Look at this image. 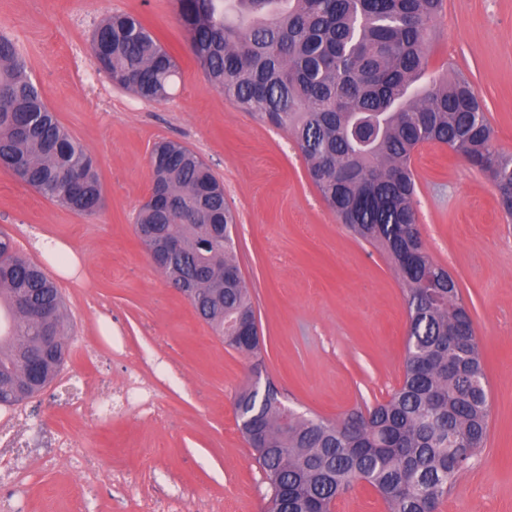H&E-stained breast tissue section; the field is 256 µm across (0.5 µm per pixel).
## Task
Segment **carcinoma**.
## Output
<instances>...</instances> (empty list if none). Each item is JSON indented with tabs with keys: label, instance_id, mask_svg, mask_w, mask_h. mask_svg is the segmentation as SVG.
<instances>
[{
	"label": "carcinoma",
	"instance_id": "1",
	"mask_svg": "<svg viewBox=\"0 0 512 512\" xmlns=\"http://www.w3.org/2000/svg\"><path fill=\"white\" fill-rule=\"evenodd\" d=\"M443 0H177L196 61L214 89L291 135L336 219L380 247L402 286L405 371L389 400L341 422L291 415L267 382L236 398L241 434L271 490V512H330L365 482L387 512H435L485 447L489 398L473 322L447 269L416 228L415 150L440 144L495 187L512 220V152L473 84L428 76V35ZM112 84L160 101L176 58L130 14L92 35ZM0 165L80 215L103 206L94 161L49 111L16 43L0 36ZM151 192L136 224H161L180 244L159 266L233 350L260 351L252 296L239 277L224 186L191 148L163 140L149 157ZM72 322L55 282L0 232V408L48 388L69 357Z\"/></svg>",
	"mask_w": 512,
	"mask_h": 512
}]
</instances>
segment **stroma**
Returning <instances> with one entry per match:
<instances>
[{
    "instance_id": "stroma-1",
    "label": "stroma",
    "mask_w": 512,
    "mask_h": 512,
    "mask_svg": "<svg viewBox=\"0 0 512 512\" xmlns=\"http://www.w3.org/2000/svg\"><path fill=\"white\" fill-rule=\"evenodd\" d=\"M114 13L139 18L176 56L168 99L112 85L91 34ZM49 110L97 163L104 203L83 216L0 167V231L37 263L39 237L63 240L82 267L56 277L73 323L58 379L23 404L34 441L18 478L25 512H270V490L238 427L245 386L274 382L298 414L331 421L389 398L405 368L407 311L386 255L323 203L292 137L214 89L195 60L176 0H0ZM429 67L455 69L482 97L496 148L512 152V0H447ZM187 145L224 184L262 356L227 346L152 263L135 233L160 140ZM422 238L470 308L490 404L484 451L438 512H512V224L492 184L447 148L413 155ZM133 377L151 411L99 416L61 396H103Z\"/></svg>"
}]
</instances>
